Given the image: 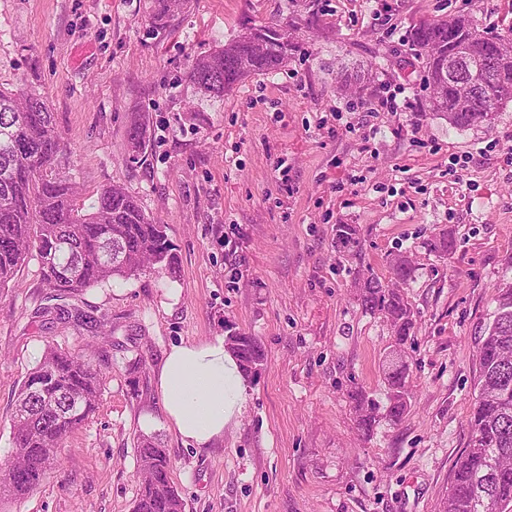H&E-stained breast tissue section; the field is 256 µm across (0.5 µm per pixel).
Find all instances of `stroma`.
<instances>
[{"label": "stroma", "mask_w": 512, "mask_h": 512, "mask_svg": "<svg viewBox=\"0 0 512 512\" xmlns=\"http://www.w3.org/2000/svg\"><path fill=\"white\" fill-rule=\"evenodd\" d=\"M287 67L224 96L187 77L194 57L245 27L303 15V0H186L155 27L153 0H0V87L23 83L51 106L91 205L117 183L167 224L176 276L148 272L80 294L94 316L52 318L37 259L0 290V457L12 448L15 393L46 343L75 349L112 328L96 415L61 447V464L5 512H132L134 436L159 435L185 512H438L477 392L476 326L512 282V104L463 130L421 112L417 24L470 12L484 33H512V0H316ZM373 66L372 95L341 89ZM149 120L131 161L125 128ZM361 247L337 252V225ZM452 254L430 251L440 231ZM404 287L415 316L404 347L411 406L370 434L349 392L384 400L387 322L362 310V274ZM237 329L264 360L223 440L185 445L169 428L156 371L166 351Z\"/></svg>", "instance_id": "stroma-1"}]
</instances>
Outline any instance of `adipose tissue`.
I'll return each instance as SVG.
<instances>
[{"label": "adipose tissue", "instance_id": "adipose-tissue-1", "mask_svg": "<svg viewBox=\"0 0 512 512\" xmlns=\"http://www.w3.org/2000/svg\"><path fill=\"white\" fill-rule=\"evenodd\" d=\"M157 383L170 428L199 448L223 438L247 400L245 375L221 336L171 345Z\"/></svg>", "mask_w": 512, "mask_h": 512}]
</instances>
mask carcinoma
I'll return each instance as SVG.
<instances>
[{
  "label": "carcinoma",
  "instance_id": "carcinoma-1",
  "mask_svg": "<svg viewBox=\"0 0 512 512\" xmlns=\"http://www.w3.org/2000/svg\"><path fill=\"white\" fill-rule=\"evenodd\" d=\"M282 25L245 28L224 47L193 59L189 81L202 93L222 96L246 78L288 65L298 45ZM264 43L254 52L252 40ZM491 36L477 33L464 15L424 21L407 37L411 54L422 65L427 92L424 111L465 129L475 124L476 112H498L512 102V58L499 63L496 76L484 81L479 103L462 107L456 100L455 73L448 74V93L434 99L440 66L450 61L469 67L468 57L488 53ZM148 124L130 121L125 130L128 152L137 159L147 149ZM69 158L54 113L36 94L20 86L0 89V289L26 263L39 260L42 279L51 290L48 299L58 319L88 324L94 319L69 303L89 288L114 278H129L151 270L174 276L178 261L167 240V226L148 215L138 198L120 185L100 190L86 208L74 183L65 174ZM339 253H354L361 240L354 224L336 225L333 239ZM430 250L446 255L454 250L448 232L436 234ZM391 274L407 282L413 267L402 256L392 259ZM363 310L390 322L394 344L404 345L413 324V310L404 294L368 273L358 282ZM478 395L468 417L470 442L457 458L440 512H512V283L498 289L492 320L480 326ZM228 343L245 373L264 360L258 340L240 331ZM100 347L88 344L66 350L47 345L29 369L15 402L11 428L13 449L0 460V504L35 491L59 462L67 434L93 418L100 408L106 373L95 363ZM387 382L385 417L399 420L408 408V366L389 358L382 363ZM358 428L373 431L380 404L359 389L351 391ZM135 448L142 483L133 512H184L181 494L170 483V460L155 436L139 434Z\"/></svg>",
  "mask_w": 512,
  "mask_h": 512
}]
</instances>
